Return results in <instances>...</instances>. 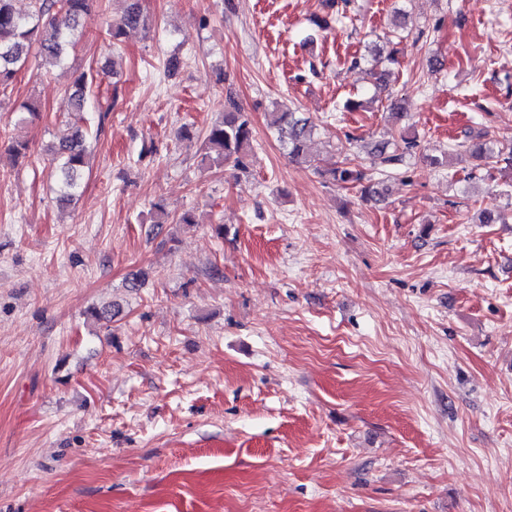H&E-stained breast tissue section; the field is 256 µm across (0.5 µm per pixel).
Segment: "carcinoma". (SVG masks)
Masks as SVG:
<instances>
[{"label":"carcinoma","instance_id":"carcinoma-1","mask_svg":"<svg viewBox=\"0 0 512 512\" xmlns=\"http://www.w3.org/2000/svg\"><path fill=\"white\" fill-rule=\"evenodd\" d=\"M16 2L0 0V93L3 95L30 57L38 58L40 66L46 69L64 64L97 0H29V8L24 11L17 8ZM146 26L142 0H129L122 15L107 24L105 34L108 41L116 45L128 30ZM97 78L92 68L74 72L73 81L65 90L68 111L86 110ZM274 124L288 157L297 163L311 162L307 152L313 128L310 117L299 112H278ZM418 146L416 136L402 135L398 141L376 142L371 157L385 168L397 170ZM201 150L204 158L215 165L246 170L253 153V131L248 115L234 101L228 102L222 119L208 130ZM53 153L51 176L56 184V201L66 206L81 195L87 166V142L82 126L73 124L70 134L53 147ZM456 156H465L471 161V172L467 174L470 180L492 179L496 172L512 174V148L504 149L479 136H466L458 143ZM329 175L341 185H361V193L367 201L377 202L382 198L378 184L349 159L331 168Z\"/></svg>","mask_w":512,"mask_h":512}]
</instances>
